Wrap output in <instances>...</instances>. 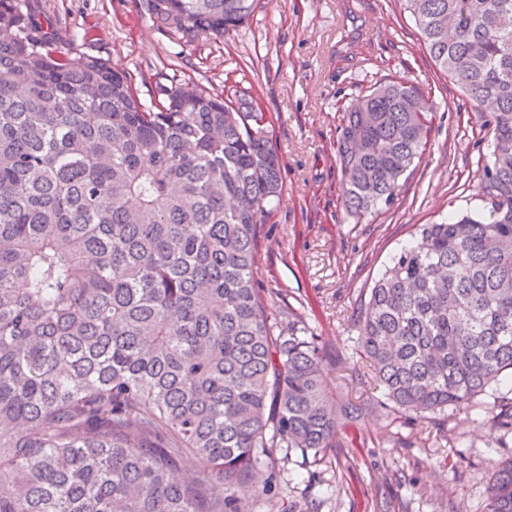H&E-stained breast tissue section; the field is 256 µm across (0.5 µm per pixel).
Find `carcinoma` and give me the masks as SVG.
<instances>
[{
	"label": "carcinoma",
	"instance_id": "cac0c4a2",
	"mask_svg": "<svg viewBox=\"0 0 512 512\" xmlns=\"http://www.w3.org/2000/svg\"><path fill=\"white\" fill-rule=\"evenodd\" d=\"M493 151L476 213L424 224L361 306L362 377L419 417L512 375V0H403ZM177 42L224 37L261 0H143ZM432 109L398 78L343 112L354 219L425 151ZM253 87L159 84L56 42L33 0H0V512H246L281 457L317 463L340 417L336 360L274 333L255 286L281 162ZM200 459L207 469L191 461ZM181 469V478L172 472ZM487 512H512V460Z\"/></svg>",
	"mask_w": 512,
	"mask_h": 512
}]
</instances>
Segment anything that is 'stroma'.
<instances>
[{
	"label": "stroma",
	"mask_w": 512,
	"mask_h": 512,
	"mask_svg": "<svg viewBox=\"0 0 512 512\" xmlns=\"http://www.w3.org/2000/svg\"><path fill=\"white\" fill-rule=\"evenodd\" d=\"M142 0H40L58 44L85 49L131 74L142 101L156 84L223 90L255 87L281 160L283 191L260 226L255 280L275 331L307 325L340 363L336 398L365 413L342 423L316 464L292 455L272 500L248 492L251 512H487L495 467L512 457V430L497 414L512 403V378L475 407L414 419L383 406L358 374L359 309L374 281L423 224L483 206V119L440 72L401 0H267L231 36L175 42ZM95 39L84 44V30ZM397 77L434 110L422 157L390 205L362 221L342 205L337 139L342 112L374 83Z\"/></svg>",
	"instance_id": "stroma-1"
}]
</instances>
